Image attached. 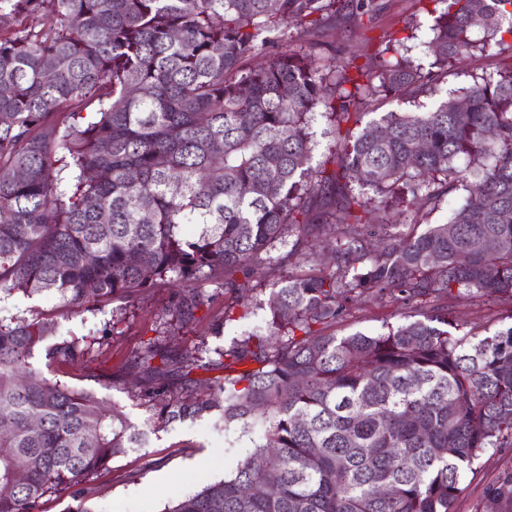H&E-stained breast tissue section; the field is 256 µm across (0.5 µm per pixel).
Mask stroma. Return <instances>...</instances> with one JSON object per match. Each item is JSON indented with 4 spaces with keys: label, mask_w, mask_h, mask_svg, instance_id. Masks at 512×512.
I'll list each match as a JSON object with an SVG mask.
<instances>
[{
    "label": "stroma",
    "mask_w": 512,
    "mask_h": 512,
    "mask_svg": "<svg viewBox=\"0 0 512 512\" xmlns=\"http://www.w3.org/2000/svg\"><path fill=\"white\" fill-rule=\"evenodd\" d=\"M372 18L359 23L346 16L322 28L299 32L297 40L318 45V63L330 59H366L384 48L408 57L414 64L428 65L426 43L432 36L434 19L441 9L439 0H372ZM512 64V38L487 44L462 64L450 68L438 95L447 96L468 87L475 77ZM202 287L208 298L201 318L193 324L179 325L170 313L173 293L170 288L142 292L134 303L116 301L95 312H84L60 320L59 335L82 336L113 324V335L94 345L84 361L75 367L47 364L43 353H35V368L54 380L75 388L91 389L107 401L123 407L131 420L142 423L147 411L139 400L130 397L124 385L140 382L142 374L134 361L143 342L158 338L172 353H192L199 345L224 348L249 333L265 329L270 296L268 281L252 277L241 292L248 307L244 317L224 318L229 298L215 283ZM436 299L403 304L367 296L349 304L334 327L336 335L355 332H380L383 325L403 322L405 316L426 313L436 307ZM448 314L465 327L495 331L512 324V305L498 301L447 300ZM103 375L114 376L111 385L99 384ZM249 437L237 430H225L219 414L194 420H176L150 437L146 447L115 457L106 469L87 484L93 512H163L173 500L195 493L207 481L231 473L251 451ZM512 466V448H490L478 459L473 473L462 482L456 512H474L485 486L505 468Z\"/></svg>",
    "instance_id": "35a3bbf8"
}]
</instances>
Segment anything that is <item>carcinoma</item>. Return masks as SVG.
I'll use <instances>...</instances> for the list:
<instances>
[{
  "label": "carcinoma",
  "instance_id": "carcinoma-1",
  "mask_svg": "<svg viewBox=\"0 0 512 512\" xmlns=\"http://www.w3.org/2000/svg\"><path fill=\"white\" fill-rule=\"evenodd\" d=\"M440 2L425 71L379 56L321 67L314 46L290 47L289 26L346 9L361 21L370 0H0V295H53L68 315L167 284L187 325L205 305L197 283L231 294L230 315L254 271L272 282L269 332L216 359L144 343L140 426L31 367L37 350L77 365L96 338L58 339L50 313L0 316V512L66 491L68 512H92L83 489L113 457L216 407L261 435L163 512H453L480 455L512 448V325L465 332L441 306L376 334L331 331L364 295L512 304V65L359 127L375 102L434 96L477 47L473 16L512 36V0ZM320 105L331 169L310 165ZM460 187L456 214L418 235L368 218L370 204L429 214ZM326 229L331 269L283 274ZM276 243L291 247L273 257ZM195 368L224 375L170 388ZM474 512H512V467Z\"/></svg>",
  "mask_w": 512,
  "mask_h": 512
}]
</instances>
